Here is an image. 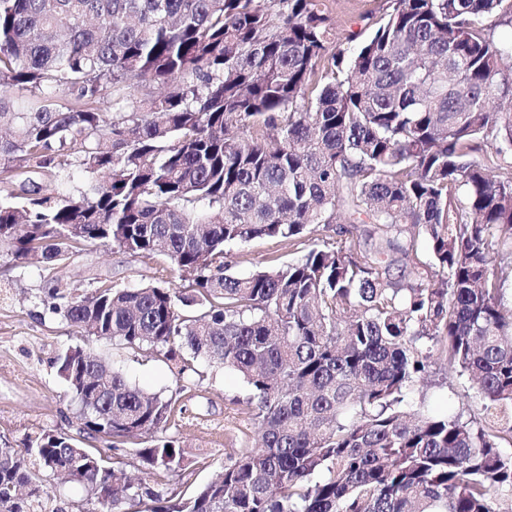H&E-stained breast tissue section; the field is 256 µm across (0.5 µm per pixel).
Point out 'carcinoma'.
I'll return each instance as SVG.
<instances>
[{
    "label": "carcinoma",
    "instance_id": "carcinoma-1",
    "mask_svg": "<svg viewBox=\"0 0 512 512\" xmlns=\"http://www.w3.org/2000/svg\"><path fill=\"white\" fill-rule=\"evenodd\" d=\"M337 47L326 0H0V247L63 262L161 252L183 289H53L82 336L239 373L259 443L172 498L45 433L0 445V512H55L69 469L102 512H497L512 499V0H385ZM483 152L479 160L471 159ZM105 173L78 197L43 184ZM296 259L239 277L224 250ZM423 240L429 260L421 259ZM484 410H414L433 351ZM57 373L106 447L181 466L178 398L69 346ZM224 261L231 264L239 276H247L262 266L279 265L299 255L287 241L279 238H257L242 245L226 249Z\"/></svg>",
    "mask_w": 512,
    "mask_h": 512
}]
</instances>
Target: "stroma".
Listing matches in <instances>:
<instances>
[{
    "mask_svg": "<svg viewBox=\"0 0 512 512\" xmlns=\"http://www.w3.org/2000/svg\"><path fill=\"white\" fill-rule=\"evenodd\" d=\"M295 256L287 242L264 237L228 248L226 260L244 277ZM104 282L120 288L183 285L164 256L140 257L109 245L87 247L62 263H16L0 252V441L20 447L46 431L79 436L80 406L59 377L55 359L66 346L86 345L131 384L165 397L178 395L183 413L167 433L178 439L183 454L184 477L175 489L178 495L191 496L223 470L233 449L257 443V431L238 403L244 383L236 372L200 359L195 363L200 379L191 390L178 392L175 362L117 341L86 340L50 311L47 291L52 285L86 295ZM410 398L467 418L482 413L470 381L450 371L442 359L432 364L425 383L416 385ZM43 488L63 512H99L77 480L49 477Z\"/></svg>",
    "mask_w": 512,
    "mask_h": 512,
    "instance_id": "stroma-1",
    "label": "stroma"
}]
</instances>
